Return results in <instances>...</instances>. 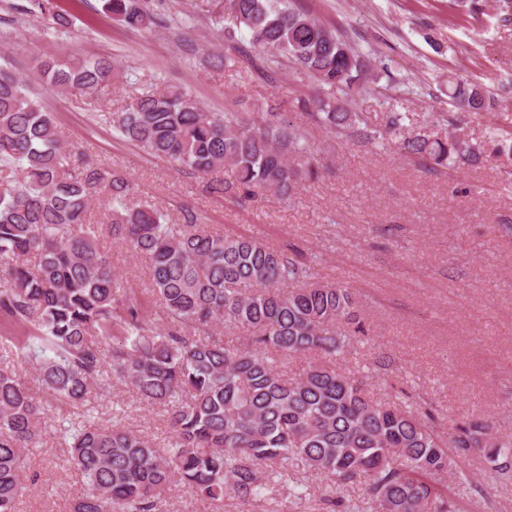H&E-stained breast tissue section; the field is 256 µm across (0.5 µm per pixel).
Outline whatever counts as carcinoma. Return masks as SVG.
<instances>
[{"mask_svg":"<svg viewBox=\"0 0 512 512\" xmlns=\"http://www.w3.org/2000/svg\"><path fill=\"white\" fill-rule=\"evenodd\" d=\"M51 24L70 17L37 0ZM126 28L151 22L139 0H105ZM236 25L225 34L224 65L284 57L323 86L362 90L378 75L337 31L305 10L274 0H229ZM40 77L64 92L87 94L112 80L104 57L66 59L39 53ZM448 100L479 113L491 106L482 86L448 77ZM298 107L330 133L359 143L392 140L425 160L429 171L479 159L477 147L433 119L430 131L404 127L392 112L371 128L349 100L301 99ZM118 136L179 169L207 178L209 194L236 201L256 191L279 195L315 179L307 136L282 112H212L179 87L149 90L112 119ZM0 164L18 172L0 192V317L22 332L0 355V512H16L27 491L22 454L51 429L65 469L83 487L70 512H163L180 486L224 508L231 491L243 506L310 495L308 476L328 479L325 512H453L448 485L468 482L462 467L481 456L499 480L512 482V436L471 416L448 432L429 412L370 396L342 366L354 340L367 334L353 289L315 275L318 257L274 248L254 237L225 235L192 211L174 222L131 197L128 179L71 148L52 112L29 83L0 63ZM231 169L226 181L220 170ZM106 222L91 221L93 206ZM147 262L149 292L160 322L145 316L112 271L103 235ZM251 330L231 349L200 331L218 325ZM31 366L43 395L83 410L82 419L53 418L49 405L16 374L10 355ZM312 361L296 378L282 365ZM167 415L158 441L104 425L92 399L114 384ZM364 485L356 502L338 495Z\"/></svg>","mask_w":512,"mask_h":512,"instance_id":"1","label":"carcinoma"}]
</instances>
